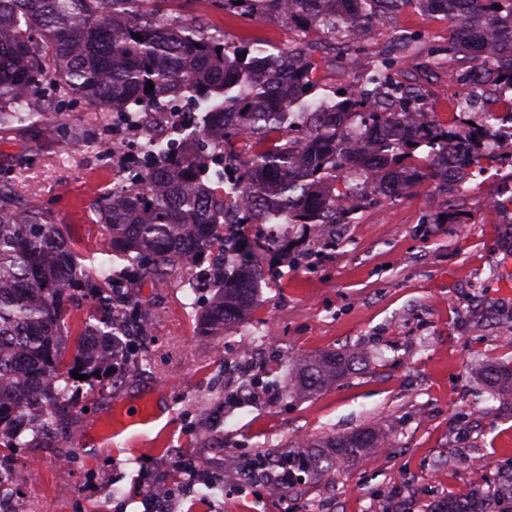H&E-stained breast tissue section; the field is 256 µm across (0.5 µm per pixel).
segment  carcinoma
I'll use <instances>...</instances> for the list:
<instances>
[{
  "label": "carcinoma",
  "mask_w": 512,
  "mask_h": 512,
  "mask_svg": "<svg viewBox=\"0 0 512 512\" xmlns=\"http://www.w3.org/2000/svg\"><path fill=\"white\" fill-rule=\"evenodd\" d=\"M171 2L0 0V132L40 120L46 82L57 102L94 104L133 135L149 114L194 103L200 123L176 147L156 143L119 157L128 186L98 197L95 212L111 233L112 255L125 262V280L201 268L217 288L198 312L203 332L221 334L243 321L269 275L267 255L288 250L289 239L262 225L325 229L425 180L446 192L491 160L486 132L512 139V0H215L229 13L288 22L300 39L286 48L229 43L222 31L170 21ZM407 6L450 23L448 54L468 63L466 73L449 75L468 96L452 111L474 115L464 131L439 123L416 87L392 78L416 42L410 30H393L394 50L342 93L314 81L315 48L303 36L359 45ZM420 145L430 148L424 163L404 166ZM15 201L14 183L0 176V446L60 448L62 439L43 433L40 413L73 390V371L91 383L115 365L120 337L140 314L98 276L108 261L80 262L65 225ZM86 303L96 315L69 354L62 313ZM359 363L360 355L339 351L311 356L294 382L319 391ZM479 375L490 393L512 399L511 362L486 363ZM383 445L372 425L308 440L285 456L271 448L243 469L258 477L271 463H286L288 485H300L312 476L334 479ZM490 496L509 504L498 512H512V468L498 474L492 493L477 487L448 499L443 512H486Z\"/></svg>",
  "instance_id": "1"
}]
</instances>
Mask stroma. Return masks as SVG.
<instances>
[{"mask_svg":"<svg viewBox=\"0 0 512 512\" xmlns=\"http://www.w3.org/2000/svg\"><path fill=\"white\" fill-rule=\"evenodd\" d=\"M169 15L235 43L285 47L296 38L285 22L242 18L211 0L189 9L172 0ZM395 23L420 37L400 80L425 91L441 123L461 124L463 113L448 106L463 88L448 74L462 60L445 57L437 72L426 69L430 50L448 44L447 20L408 8ZM388 45L382 35L356 52L317 53L315 79L346 87ZM47 118L49 130L0 134V174L15 181L18 207L47 212L68 226L79 255L99 256L110 233L93 202L117 183L112 158L67 144L56 129H81L95 140L111 139L112 130L100 110L81 102L50 109ZM497 152L500 161L452 191L425 181L400 200L360 209L354 223L324 234L294 230L289 238L303 259H273L254 310L224 334L200 332L196 315L213 291L190 288L191 272L138 282L155 311L153 343L147 353L133 343L119 368L146 355L151 378L132 383L119 400L101 384H81L67 419L84 438L72 460L77 491L61 495L55 449L23 448L12 454L19 492L43 512H147V488L171 478L183 458L197 473L223 478V512H435L448 498L491 488L499 470L512 466V401L492 397L477 372L482 362L512 361V143ZM246 344L266 382L257 398L243 379L215 381L218 360L239 362ZM332 351H361L368 361L323 391L290 388L304 358ZM141 402L168 414L159 449L103 434L120 406ZM374 424L386 438L383 450L336 478L285 490L224 474L225 459L284 452L303 438ZM100 477L121 496L100 498L93 484Z\"/></svg>","mask_w":512,"mask_h":512,"instance_id":"1","label":"stroma"}]
</instances>
